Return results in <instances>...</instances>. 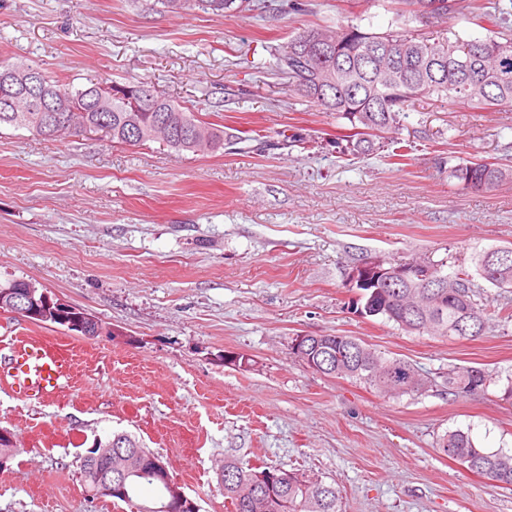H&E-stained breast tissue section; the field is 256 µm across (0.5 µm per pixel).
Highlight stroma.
<instances>
[{
    "instance_id": "obj_1",
    "label": "stroma",
    "mask_w": 512,
    "mask_h": 512,
    "mask_svg": "<svg viewBox=\"0 0 512 512\" xmlns=\"http://www.w3.org/2000/svg\"><path fill=\"white\" fill-rule=\"evenodd\" d=\"M265 0L263 17L172 12L159 0H0V61L86 85L141 80L226 131L280 130L314 148L176 152L91 133L46 140L0 127V280L33 279L106 328L75 336L0 312V346L36 338L71 375L30 405L0 387V426L21 449L0 470V512H136L87 499L80 459L95 437L135 435L161 455L200 512H228L224 458L332 483L343 512H512V490L441 454L448 430L512 448V322L476 340L409 333L349 307L356 265L429 255L448 270L512 245V182L482 194L448 177L449 157L512 158V111L421 99L404 121L416 151L345 160L334 116L289 92L270 47L307 25L395 22V0ZM341 334L411 362L434 381L415 396L308 368L301 335ZM242 366L225 364V353ZM457 367L492 374L448 393Z\"/></svg>"
}]
</instances>
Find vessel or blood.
I'll return each instance as SVG.
<instances>
[{
	"instance_id": "1",
	"label": "vessel or blood",
	"mask_w": 512,
	"mask_h": 512,
	"mask_svg": "<svg viewBox=\"0 0 512 512\" xmlns=\"http://www.w3.org/2000/svg\"><path fill=\"white\" fill-rule=\"evenodd\" d=\"M65 373V357L35 340L19 342L0 358V385L26 401L54 395Z\"/></svg>"
}]
</instances>
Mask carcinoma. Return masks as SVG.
<instances>
[{
  "label": "carcinoma",
  "mask_w": 512,
  "mask_h": 512,
  "mask_svg": "<svg viewBox=\"0 0 512 512\" xmlns=\"http://www.w3.org/2000/svg\"><path fill=\"white\" fill-rule=\"evenodd\" d=\"M247 0H161L173 11L198 6L221 16L234 4ZM429 25L441 27L461 15L486 31L483 37H463L453 27L447 35L430 40L411 26L422 21L425 0H398L396 26L370 32L352 23L336 27L306 26L274 49L276 71L288 80L290 91L315 102L320 110L344 120L337 143L341 153L356 157L371 155L386 140L388 156L402 159L414 145L400 137L404 119L413 102L434 98L441 102L470 103L499 111L502 101L512 106V12L491 0H431ZM34 72L44 84L45 97L63 96L67 112H36L23 94L21 73ZM108 82L81 88L47 75L23 61H0V90L17 95V106L0 112V126L27 129L45 139L73 137L76 131L102 132L114 143L125 144L138 130L140 143L159 141L176 151H220L224 143L237 145L260 135L242 131L224 134V129L198 118L166 97L151 90V98L122 94L112 84V111L94 112V95ZM208 131L198 139L195 128ZM448 176L464 190L496 191L512 179V167L498 162L464 159L448 167ZM488 250L473 255L475 273L458 269L444 271V261L428 256L413 258L415 268L396 288L360 285L362 298L352 309L382 316L406 332L428 333L451 339L476 340L485 335L488 309L475 299L474 276L490 285L512 288V255L492 257ZM314 363L326 375L349 378L374 388L388 398L414 396L426 390L429 380L402 358H387L355 338L323 335L311 340ZM490 376L482 369L458 367L448 373V392L467 394L486 388ZM439 451L469 471L512 488V449L476 447L470 433L447 431L439 438ZM224 498L234 512H342L339 492L318 478L285 471L273 465L250 467L236 458L224 460Z\"/></svg>",
  "instance_id": "cac0c4a2"
}]
</instances>
